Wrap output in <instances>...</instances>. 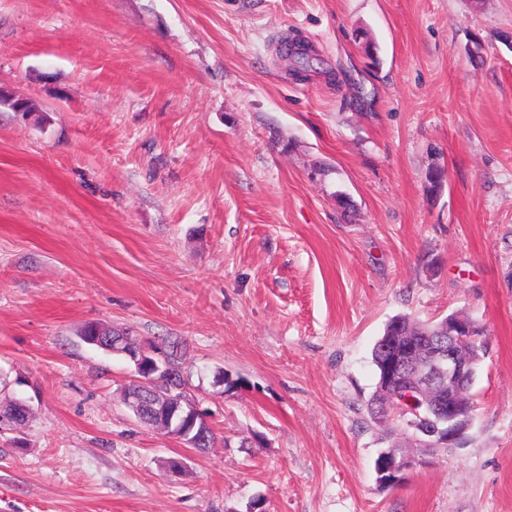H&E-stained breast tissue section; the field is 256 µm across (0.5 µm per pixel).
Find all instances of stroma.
<instances>
[{
	"instance_id": "1",
	"label": "stroma",
	"mask_w": 512,
	"mask_h": 512,
	"mask_svg": "<svg viewBox=\"0 0 512 512\" xmlns=\"http://www.w3.org/2000/svg\"><path fill=\"white\" fill-rule=\"evenodd\" d=\"M506 33L512 0H0L36 106L0 103V512H512ZM453 312L487 331L464 443L380 487L372 347ZM89 322L185 341L209 448L134 418ZM281 55L290 63V72H317L318 58L307 42L302 39L286 40L281 45Z\"/></svg>"
}]
</instances>
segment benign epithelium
<instances>
[{
  "instance_id": "obj_1",
  "label": "benign epithelium",
  "mask_w": 512,
  "mask_h": 512,
  "mask_svg": "<svg viewBox=\"0 0 512 512\" xmlns=\"http://www.w3.org/2000/svg\"><path fill=\"white\" fill-rule=\"evenodd\" d=\"M446 322V336H431L426 340H412L406 344H399L390 338L382 341V398L374 409V418L379 425L401 420L399 429L402 430V436L409 442H421L419 432L423 431V417L419 407L396 403L401 395L407 399L415 395L426 405L427 411L442 422L433 436L454 448L460 444L464 432L473 421L467 391L474 381L475 371L470 350L476 336L475 324L467 316L456 313L446 318ZM95 343L111 346L112 353L123 355L133 363V384H149L153 375L166 373L162 362L152 360L148 365H143L144 356L125 351L120 339L109 342L97 339ZM127 404L133 408L138 420L148 419L157 413L154 404L140 393L129 396ZM166 412L173 425L170 436L181 440L189 448L194 447L196 440L191 438L190 428L184 425V419L177 416V409L169 407ZM419 464L418 457L394 449L382 453L377 474L387 483V476L404 474Z\"/></svg>"
}]
</instances>
